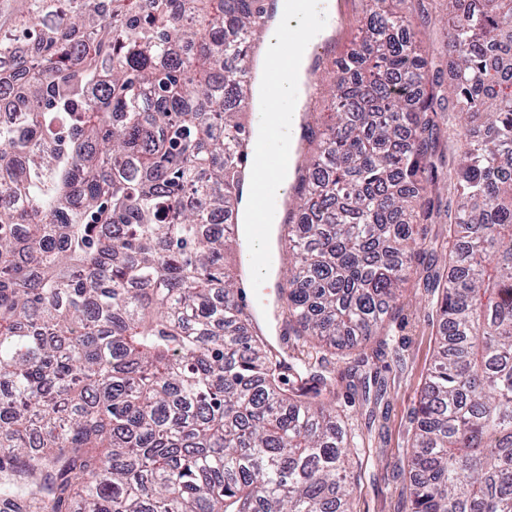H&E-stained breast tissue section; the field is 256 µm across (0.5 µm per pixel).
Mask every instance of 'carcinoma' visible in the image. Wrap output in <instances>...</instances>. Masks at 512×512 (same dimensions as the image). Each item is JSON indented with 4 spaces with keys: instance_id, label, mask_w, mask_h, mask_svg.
<instances>
[{
    "instance_id": "1",
    "label": "carcinoma",
    "mask_w": 512,
    "mask_h": 512,
    "mask_svg": "<svg viewBox=\"0 0 512 512\" xmlns=\"http://www.w3.org/2000/svg\"><path fill=\"white\" fill-rule=\"evenodd\" d=\"M410 0H367L333 112L295 171L282 314L360 350L420 277L439 346L410 512H512V0H448V96ZM264 0H0V505L7 512H352L355 436L311 366L284 389L224 251L240 68ZM466 128L438 182V114ZM450 224L427 240L425 225ZM373 404L377 375L350 374Z\"/></svg>"
}]
</instances>
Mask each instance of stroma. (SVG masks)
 Segmentation results:
<instances>
[{
  "label": "stroma",
  "instance_id": "obj_1",
  "mask_svg": "<svg viewBox=\"0 0 512 512\" xmlns=\"http://www.w3.org/2000/svg\"><path fill=\"white\" fill-rule=\"evenodd\" d=\"M425 16H413L411 37L418 47L436 48L443 68L454 59L448 49V0H423ZM361 0H337L333 31L316 67L314 94L309 100V121L322 127L328 120L326 87L337 63L361 35ZM433 296L421 291L417 302L404 308L387 336L382 354L370 357L371 368L380 369L388 381L386 420L369 425L358 397L348 387L346 375L358 365V349L342 348L325 362L334 384L333 401L347 429L362 436L365 452L354 470L358 478L352 506L355 512H409V438L411 417L417 406L428 369L437 349V315Z\"/></svg>",
  "mask_w": 512,
  "mask_h": 512
}]
</instances>
